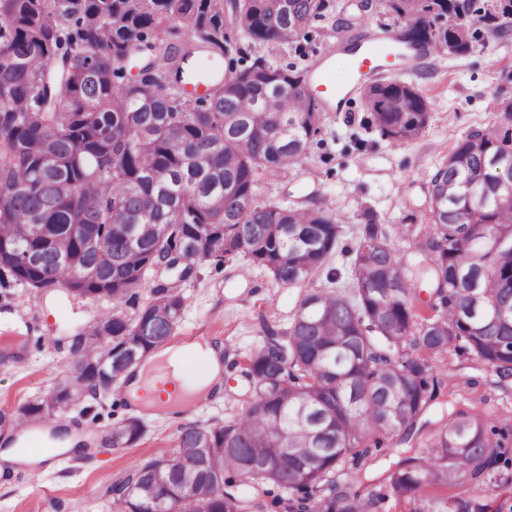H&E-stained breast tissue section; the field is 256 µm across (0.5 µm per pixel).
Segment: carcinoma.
<instances>
[{"label": "carcinoma", "instance_id": "1", "mask_svg": "<svg viewBox=\"0 0 512 512\" xmlns=\"http://www.w3.org/2000/svg\"><path fill=\"white\" fill-rule=\"evenodd\" d=\"M410 24L397 42L468 53L463 0H385ZM0 0V284L60 288L113 303L137 298L146 276L245 259L284 285L309 282L343 231L324 206L261 198L259 175L306 157L322 106L306 74L256 57L238 69L227 20L274 51L305 36L327 0ZM512 16V0L480 15ZM228 61L197 102L185 97L192 57ZM138 68L131 74L132 68ZM366 105L382 136L420 137L428 118L411 84L377 81ZM512 134L477 130L431 178L428 224L404 261L376 213L361 214L348 291L311 288L288 330L270 331L244 374L253 400L222 425L189 424L178 445L112 484L120 512H371L388 497L404 512H495L512 491V429L496 412L448 410L417 425L447 386L454 352L512 378ZM426 292L427 299L421 298ZM425 303L434 315L415 313ZM184 296L159 286L129 318L117 308L71 336L70 375L18 411L0 435L111 392L161 348ZM24 341L0 345V363ZM129 416L101 444L134 445ZM407 444L382 478L363 460L384 440ZM166 482L149 491L157 471ZM351 472L347 492L336 476ZM195 489L186 491L187 483Z\"/></svg>", "mask_w": 512, "mask_h": 512}]
</instances>
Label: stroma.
<instances>
[{"instance_id":"35a3bbf8","label":"stroma","mask_w":512,"mask_h":512,"mask_svg":"<svg viewBox=\"0 0 512 512\" xmlns=\"http://www.w3.org/2000/svg\"><path fill=\"white\" fill-rule=\"evenodd\" d=\"M404 28L384 0H330L329 10L310 23L305 39L269 57L274 65L312 74L328 57L340 56L347 42L393 39ZM471 32L467 54L434 55L393 74L428 102L430 118L419 139L398 145L381 136L358 86L342 111L323 110L320 129L300 164L260 174L264 199L302 208L323 204L341 219L344 233L325 262V272L316 276V286L350 288L364 209L389 226L424 227L426 187L454 145L479 129L512 130V18L498 28L473 22ZM178 288L185 307L169 341L180 344L207 336L223 344L222 392L212 394L190 419L145 415L143 437L120 450L101 444L103 431L134 413L118 391L87 399L86 412H58L61 436H76L87 451H62L31 464L10 458L9 444L0 442V512H117L107 488L159 449L174 448L187 421L221 424L245 411L251 401L249 382L241 374L247 357L268 331L288 329L303 288L278 284L267 270L243 259L221 267L201 264ZM111 309L107 301L0 285V318L16 319L28 338L20 362L0 365V409L14 411L42 399L65 379L71 367L70 336ZM445 367L448 385L441 402L472 412L490 407L501 422L512 425V381L499 380L489 368L453 353Z\"/></svg>"}]
</instances>
